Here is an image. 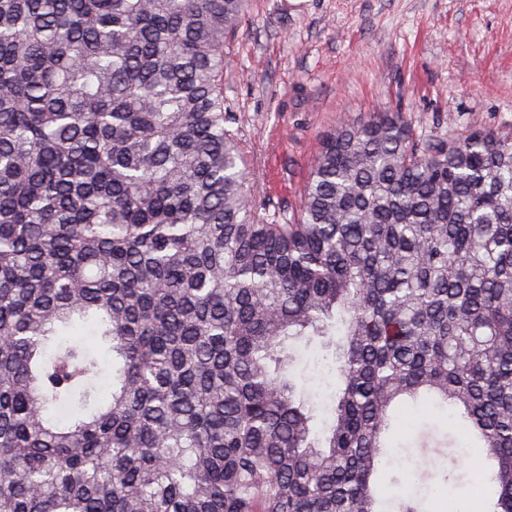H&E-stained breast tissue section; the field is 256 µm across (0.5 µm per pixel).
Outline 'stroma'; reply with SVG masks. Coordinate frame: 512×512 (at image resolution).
I'll return each instance as SVG.
<instances>
[{
	"instance_id": "35a3bbf8",
	"label": "stroma",
	"mask_w": 512,
	"mask_h": 512,
	"mask_svg": "<svg viewBox=\"0 0 512 512\" xmlns=\"http://www.w3.org/2000/svg\"><path fill=\"white\" fill-rule=\"evenodd\" d=\"M224 98L252 194L292 211L321 137L340 120L393 111L429 134L512 132V0H254L224 50ZM288 349L299 392L325 408L338 384L330 350L318 337ZM439 422L430 406H400L379 497L403 487L444 512L447 467L464 476L459 496L474 495L473 452L435 449L429 470L415 465Z\"/></svg>"
}]
</instances>
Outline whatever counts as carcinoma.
I'll list each match as a JSON object with an SVG mask.
<instances>
[{"mask_svg": "<svg viewBox=\"0 0 512 512\" xmlns=\"http://www.w3.org/2000/svg\"><path fill=\"white\" fill-rule=\"evenodd\" d=\"M250 3L0 0V512H379L405 401L512 512V135L341 121L270 210L224 102ZM325 338L316 337L310 342L289 341L288 349L295 354V360L290 370L298 391L305 397L313 396V401L319 408L317 411L316 431L320 429V417L327 404L332 403L336 394L338 380L335 365L332 361V350L324 348Z\"/></svg>", "mask_w": 512, "mask_h": 512, "instance_id": "1", "label": "carcinoma"}]
</instances>
